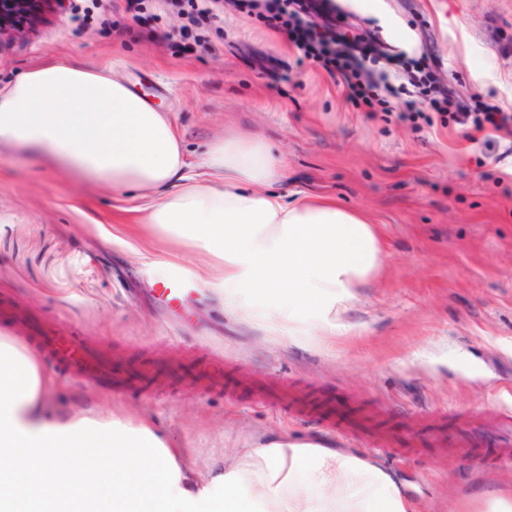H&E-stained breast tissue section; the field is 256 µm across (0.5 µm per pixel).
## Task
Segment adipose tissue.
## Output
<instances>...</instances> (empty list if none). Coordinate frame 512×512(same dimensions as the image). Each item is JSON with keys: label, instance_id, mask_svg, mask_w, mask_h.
Returning <instances> with one entry per match:
<instances>
[{"label": "adipose tissue", "instance_id": "obj_1", "mask_svg": "<svg viewBox=\"0 0 512 512\" xmlns=\"http://www.w3.org/2000/svg\"><path fill=\"white\" fill-rule=\"evenodd\" d=\"M0 146L147 199V223L210 256L225 308L250 317L277 301L271 332L310 312L334 332L382 264L362 213L272 192L286 164L262 136L228 132L191 173L168 114L77 64H43L0 90ZM54 389L37 353L0 338V512H416L404 481L333 440L273 431L202 478L152 418L77 414Z\"/></svg>", "mask_w": 512, "mask_h": 512}]
</instances>
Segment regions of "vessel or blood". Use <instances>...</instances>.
Listing matches in <instances>:
<instances>
[{
	"label": "vessel or blood",
	"mask_w": 512,
	"mask_h": 512,
	"mask_svg": "<svg viewBox=\"0 0 512 512\" xmlns=\"http://www.w3.org/2000/svg\"><path fill=\"white\" fill-rule=\"evenodd\" d=\"M193 284L177 275L156 283L154 292L167 302L176 304L193 291ZM36 343L64 369L77 372L93 384L104 385L113 394L128 393L131 379L114 372L110 358L99 349L78 337L48 328H38ZM182 389L203 388L214 393L224 390V364L209 361L203 369L181 382ZM252 401L257 405H275L290 420L315 422L333 434L357 441L374 453H384L396 460H410L421 454V430L425 416L417 415L406 436H398L377 427L384 416L382 409L369 411L367 419L349 416L338 410L315 411L305 406L293 381L281 376L268 379L264 385L254 387ZM430 447L447 449L449 457L469 459L481 464L512 459V415L494 418L461 416L451 431H435L430 435Z\"/></svg>",
	"instance_id": "obj_1"
}]
</instances>
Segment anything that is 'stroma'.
<instances>
[{"label": "stroma", "instance_id": "35a3bbf8", "mask_svg": "<svg viewBox=\"0 0 512 512\" xmlns=\"http://www.w3.org/2000/svg\"><path fill=\"white\" fill-rule=\"evenodd\" d=\"M348 36L381 32L424 55L451 95L512 113V0H351ZM212 51L162 43L183 18L161 0H75L23 40L0 49V89L46 62L118 77L168 113L191 165L231 130L256 132L287 163L286 199L337 200L375 224L381 267L358 289L335 335H269L225 309L202 281L208 258L162 241L140 202L36 159L0 150V304L66 325L124 363L166 368L214 357L260 384L272 374L347 411L383 406L390 421L440 412L486 415L512 404V137L467 147L439 126L356 111L326 74L298 62L282 35L218 0ZM493 79H486V72ZM166 259L197 284L180 306L151 293ZM75 410L103 418L147 413L198 474L259 435L320 432L279 410L199 391L116 397L59 375ZM419 512H486L484 485L512 487V461L492 468L446 449L395 466Z\"/></svg>", "mask_w": 512, "mask_h": 512}]
</instances>
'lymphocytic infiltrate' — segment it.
Returning a JSON list of instances; mask_svg holds the SVG:
<instances>
[{
    "label": "lymphocytic infiltrate",
    "mask_w": 512,
    "mask_h": 512,
    "mask_svg": "<svg viewBox=\"0 0 512 512\" xmlns=\"http://www.w3.org/2000/svg\"><path fill=\"white\" fill-rule=\"evenodd\" d=\"M237 5L240 12L257 13L267 27L286 30L299 60L338 78L349 103L369 118L395 111L418 129L436 121L460 128L474 143L512 136L511 112L485 102L472 106L449 95L435 73L406 50L383 52L329 33L315 21L308 0H237Z\"/></svg>",
    "instance_id": "lymphocytic-infiltrate-1"
}]
</instances>
